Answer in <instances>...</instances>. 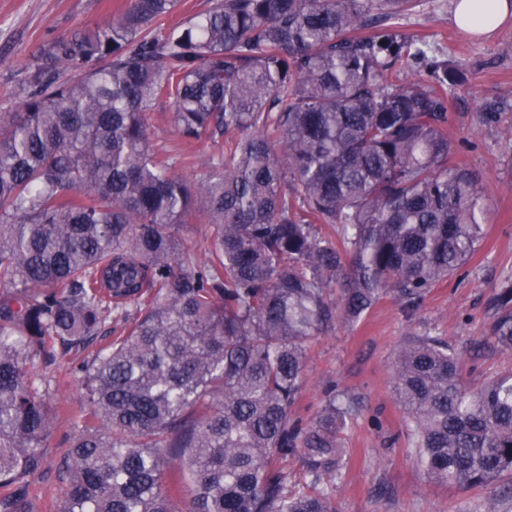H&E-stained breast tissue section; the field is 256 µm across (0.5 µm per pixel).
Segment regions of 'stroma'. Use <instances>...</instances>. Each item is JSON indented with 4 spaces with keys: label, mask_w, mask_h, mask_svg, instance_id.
<instances>
[{
    "label": "stroma",
    "mask_w": 512,
    "mask_h": 512,
    "mask_svg": "<svg viewBox=\"0 0 512 512\" xmlns=\"http://www.w3.org/2000/svg\"><path fill=\"white\" fill-rule=\"evenodd\" d=\"M125 3L0 0V111L17 109L18 87L41 45L107 21ZM399 26L423 38L431 54L459 73L447 93L448 162L476 172L486 185L485 236L464 268L431 288L417 309L389 294L358 319L336 322L315 336L294 414L310 423L331 392L356 403L341 435L347 464L326 483L336 512H484L498 484L463 491L430 482L411 454L391 363L409 337L435 336L461 354L470 387L512 371V354L491 340L497 293L512 280V21L490 36H470L454 25L452 0H416ZM82 360L60 354L53 365L37 361L29 367L46 387L54 416L44 468L28 480L33 512H55L67 492L58 467L79 417Z\"/></svg>",
    "instance_id": "1"
}]
</instances>
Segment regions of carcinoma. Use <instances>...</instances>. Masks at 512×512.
Masks as SVG:
<instances>
[{
	"mask_svg": "<svg viewBox=\"0 0 512 512\" xmlns=\"http://www.w3.org/2000/svg\"><path fill=\"white\" fill-rule=\"evenodd\" d=\"M413 2L213 0L169 27L179 0H127L40 49L0 113V512H32L54 429L28 363L114 313L123 334L80 367L58 512H335L277 468L297 455L317 485L344 466L349 406L292 417L307 343L386 294L419 306L488 221L480 177L448 166L455 74L397 26ZM410 58L426 74L393 80ZM162 99L179 141L210 144L202 176L151 142ZM197 222L203 260L180 236ZM496 308L512 353V283ZM392 374L430 481L512 474V373L471 389L448 343L414 336Z\"/></svg>",
	"mask_w": 512,
	"mask_h": 512,
	"instance_id": "carcinoma-1",
	"label": "carcinoma"
}]
</instances>
